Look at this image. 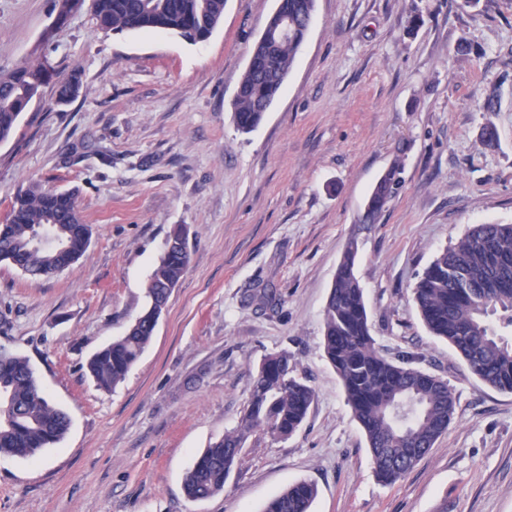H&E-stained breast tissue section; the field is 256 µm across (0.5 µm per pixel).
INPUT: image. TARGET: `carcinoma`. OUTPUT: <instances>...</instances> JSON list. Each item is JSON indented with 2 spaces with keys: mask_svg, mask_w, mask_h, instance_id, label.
I'll use <instances>...</instances> for the list:
<instances>
[{
  "mask_svg": "<svg viewBox=\"0 0 512 512\" xmlns=\"http://www.w3.org/2000/svg\"><path fill=\"white\" fill-rule=\"evenodd\" d=\"M226 0H93L94 18L106 31H169L186 41L211 33L224 17ZM314 0H287L294 37L258 46L262 63L246 69L233 102V121L251 132L267 105L280 93L283 73L292 67L306 38ZM45 83L42 64L0 69V142L13 134L18 119ZM401 164L396 161L377 180L364 221L373 222L397 192ZM91 227L83 222L76 193L54 191L33 182L11 202L10 219L0 224V263L50 277L68 268L87 249ZM356 251L349 243L337 267L324 312L322 348L336 369L354 418L361 426L377 478L400 479L433 448L455 413L454 390L443 379L413 366V357L392 359L375 346L363 288L355 274ZM187 240L160 257L146 298L160 305L188 270ZM512 264V224H478L439 253L417 275L412 299L427 330L453 347L470 372L485 385L512 393V343L488 317L512 327V284L493 274ZM155 323L145 316L125 335L98 350L87 362L96 385L121 383L148 346ZM288 349L267 354L253 382L250 400L236 428L210 444L184 478L187 497L210 498L224 485L248 438L257 431L285 439L300 427L315 399L314 389L293 375ZM0 453L35 459L67 434L68 416L51 401L27 358L0 357ZM318 494L308 481L274 495L264 512H310Z\"/></svg>",
  "mask_w": 512,
  "mask_h": 512,
  "instance_id": "1",
  "label": "carcinoma"
}]
</instances>
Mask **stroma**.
Masks as SVG:
<instances>
[{
  "label": "stroma",
  "mask_w": 512,
  "mask_h": 512,
  "mask_svg": "<svg viewBox=\"0 0 512 512\" xmlns=\"http://www.w3.org/2000/svg\"><path fill=\"white\" fill-rule=\"evenodd\" d=\"M275 8L226 0L191 44L101 30L86 4L47 40L53 0H0V68L40 58L53 71L0 143V224L37 181L76 190L92 229L52 278L0 263V348L26 357L70 418L38 460L0 458V512H264L304 480L318 488L312 512H512V393L477 379L411 297L416 273L475 225L512 224V0H316L280 95L242 134L232 103ZM75 71L78 98L57 104ZM397 159L401 188L363 223ZM178 226L189 269L125 380L99 389L87 361L139 314ZM352 240L377 347L412 355L456 395L447 431L391 485L322 350ZM260 289L275 303L253 301ZM283 348L316 393L306 420L285 440L253 435L221 494L188 499L187 470L236 426L261 360Z\"/></svg>",
  "instance_id": "obj_1"
}]
</instances>
